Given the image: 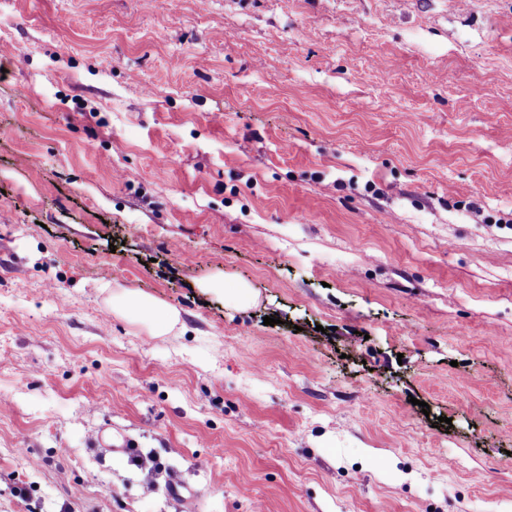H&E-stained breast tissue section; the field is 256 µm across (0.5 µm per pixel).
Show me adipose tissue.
Instances as JSON below:
<instances>
[{
	"label": "adipose tissue",
	"mask_w": 512,
	"mask_h": 512,
	"mask_svg": "<svg viewBox=\"0 0 512 512\" xmlns=\"http://www.w3.org/2000/svg\"><path fill=\"white\" fill-rule=\"evenodd\" d=\"M200 289L238 310L251 308L258 294L244 280L227 282L223 273H216L199 284ZM112 312L116 316L130 320L154 336L171 333L180 323L177 309L167 303L144 293L125 288H114L109 292Z\"/></svg>",
	"instance_id": "ef3b65f1"
}]
</instances>
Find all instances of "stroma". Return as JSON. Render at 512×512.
I'll use <instances>...</instances> for the list:
<instances>
[{
	"label": "stroma",
	"instance_id": "stroma-1",
	"mask_svg": "<svg viewBox=\"0 0 512 512\" xmlns=\"http://www.w3.org/2000/svg\"><path fill=\"white\" fill-rule=\"evenodd\" d=\"M1 44L0 512H512V0H0ZM198 287L205 293L217 298H223L224 303L237 310H247L258 300V294L245 280L234 282L228 287L224 273H216L208 279L198 283ZM106 291L113 314L134 322L152 336H166L180 324L179 311L151 295L125 288Z\"/></svg>",
	"mask_w": 512,
	"mask_h": 512
}]
</instances>
